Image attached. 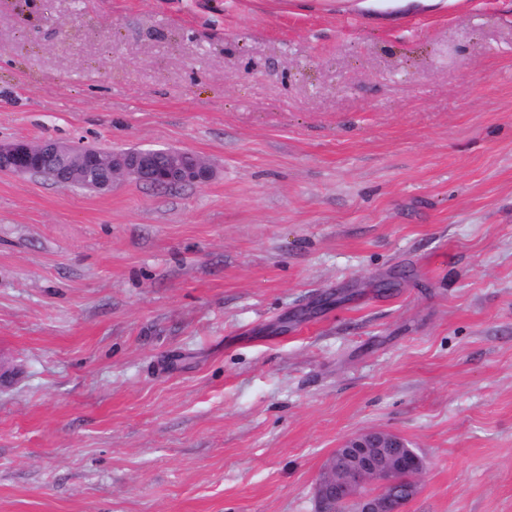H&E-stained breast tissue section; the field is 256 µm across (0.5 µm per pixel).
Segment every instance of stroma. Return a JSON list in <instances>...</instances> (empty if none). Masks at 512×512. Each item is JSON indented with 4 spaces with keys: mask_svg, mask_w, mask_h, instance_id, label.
<instances>
[{
    "mask_svg": "<svg viewBox=\"0 0 512 512\" xmlns=\"http://www.w3.org/2000/svg\"><path fill=\"white\" fill-rule=\"evenodd\" d=\"M0 0V512H315L385 429L406 512H512V0ZM168 153L174 159L159 167L155 157ZM44 170L59 186L79 185L94 191L109 190L119 175L155 188L202 185L212 177L211 167L187 151L131 149L103 154L59 142L31 145L23 140L0 145V171L28 176Z\"/></svg>",
    "mask_w": 512,
    "mask_h": 512,
    "instance_id": "obj_1",
    "label": "stroma"
}]
</instances>
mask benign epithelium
<instances>
[{
    "mask_svg": "<svg viewBox=\"0 0 512 512\" xmlns=\"http://www.w3.org/2000/svg\"><path fill=\"white\" fill-rule=\"evenodd\" d=\"M161 149H131L120 152H86L53 141L32 145L18 140L0 145V171L28 176L50 171L62 187L79 185L106 191L122 175L155 188L186 184L202 185L212 177L211 167L187 151H169L172 160L160 166L155 157ZM406 441L385 430H368L346 438L326 459L316 486L319 512H337L354 505V512H403L402 500L385 494L395 475L413 472L415 483L427 470L426 459L413 451L405 454Z\"/></svg>",
    "mask_w": 512,
    "mask_h": 512,
    "instance_id": "1",
    "label": "benign epithelium"
}]
</instances>
